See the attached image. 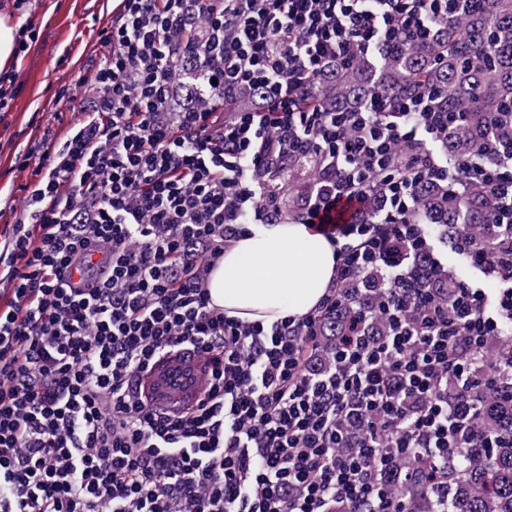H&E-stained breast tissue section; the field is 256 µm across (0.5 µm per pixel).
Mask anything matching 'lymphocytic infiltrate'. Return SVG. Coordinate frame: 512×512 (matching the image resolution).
Masks as SVG:
<instances>
[{
    "mask_svg": "<svg viewBox=\"0 0 512 512\" xmlns=\"http://www.w3.org/2000/svg\"><path fill=\"white\" fill-rule=\"evenodd\" d=\"M441 0H121L102 31L88 116L33 169L25 216L0 245V512H401L381 446L425 460L437 512L472 445L484 390L512 386V267L455 245L490 295L448 293L426 225L405 214L436 182L512 197V160L471 169L433 150L444 115L374 89L368 108L316 112L295 100L327 68L425 37ZM252 106L219 116L179 81ZM403 122L391 121V111ZM412 153L395 155L399 143ZM328 172L297 214L330 241L336 273L318 305L264 324L225 316L208 280L253 226L281 223L280 158ZM349 223L324 226L337 203ZM379 202L383 221L364 214ZM431 255L403 282L391 244ZM104 253L103 263L89 261ZM391 284L386 336L353 312L316 365L320 320L374 265ZM80 280H73V273ZM189 345L214 382L192 412L153 413L133 380L161 351Z\"/></svg>",
    "mask_w": 512,
    "mask_h": 512,
    "instance_id": "lymphocytic-infiltrate-1",
    "label": "lymphocytic infiltrate"
}]
</instances>
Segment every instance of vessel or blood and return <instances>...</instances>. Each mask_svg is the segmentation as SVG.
Instances as JSON below:
<instances>
[{
  "label": "vessel or blood",
  "instance_id": "b4317fda",
  "mask_svg": "<svg viewBox=\"0 0 512 512\" xmlns=\"http://www.w3.org/2000/svg\"><path fill=\"white\" fill-rule=\"evenodd\" d=\"M213 367L195 351L180 348L164 352L138 379L147 406L159 414L195 408L208 394Z\"/></svg>",
  "mask_w": 512,
  "mask_h": 512
}]
</instances>
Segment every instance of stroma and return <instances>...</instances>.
Returning a JSON list of instances; mask_svg holds the SVG:
<instances>
[{"label": "stroma", "mask_w": 512, "mask_h": 512, "mask_svg": "<svg viewBox=\"0 0 512 512\" xmlns=\"http://www.w3.org/2000/svg\"><path fill=\"white\" fill-rule=\"evenodd\" d=\"M114 0H30L24 9L0 0V15L12 26L32 23L39 38L16 66L22 72L12 108L0 118V227L23 212V187L30 169L20 167L19 152L42 146L44 137L60 142L85 117L87 76L106 53L101 31L112 19ZM69 96L58 97L61 87Z\"/></svg>", "instance_id": "stroma-1"}]
</instances>
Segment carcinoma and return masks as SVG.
Segmentation results:
<instances>
[{"instance_id": "1", "label": "carcinoma", "mask_w": 512, "mask_h": 512, "mask_svg": "<svg viewBox=\"0 0 512 512\" xmlns=\"http://www.w3.org/2000/svg\"><path fill=\"white\" fill-rule=\"evenodd\" d=\"M459 3L463 9L440 22L429 40H417L407 32L398 49L385 50L375 61L361 57L336 65V74L318 79L311 92L298 100L299 108L354 110L377 86L396 98L429 92L434 109L462 114L439 135L448 161L481 165L484 143L500 135L512 137V126L495 122L500 112L512 118V0ZM425 218L439 225L450 241L464 228L476 241L512 238V200L482 182L422 193L408 220L419 224ZM348 288L353 307L373 310L387 294L384 267ZM346 324L343 308L323 316V359H328L329 344L342 335ZM474 430L477 443L463 449L464 460L451 477L453 512H512V395L488 392ZM484 441L494 447H483ZM385 452L404 474L417 466V460L404 451L387 448ZM428 485L421 475L392 483L404 512H433Z\"/></svg>"}]
</instances>
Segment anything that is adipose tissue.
<instances>
[{
	"label": "adipose tissue",
	"instance_id": "1",
	"mask_svg": "<svg viewBox=\"0 0 512 512\" xmlns=\"http://www.w3.org/2000/svg\"><path fill=\"white\" fill-rule=\"evenodd\" d=\"M336 260L330 242L304 224L263 227L225 250L208 288L227 317L270 323L312 310Z\"/></svg>",
	"mask_w": 512,
	"mask_h": 512
}]
</instances>
